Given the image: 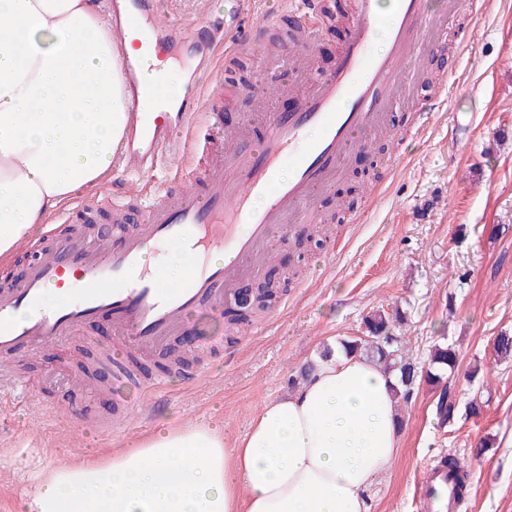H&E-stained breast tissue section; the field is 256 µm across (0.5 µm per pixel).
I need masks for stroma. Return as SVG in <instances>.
<instances>
[{"instance_id": "obj_1", "label": "stroma", "mask_w": 512, "mask_h": 512, "mask_svg": "<svg viewBox=\"0 0 512 512\" xmlns=\"http://www.w3.org/2000/svg\"><path fill=\"white\" fill-rule=\"evenodd\" d=\"M349 2L322 0L334 15L326 21L321 13L305 19L275 0H255L207 75L191 51L177 64L192 83L221 87L224 126L235 128L254 109L269 57L303 55L318 72L335 68ZM230 7L231 0H161L160 17L201 24L223 19ZM262 21L268 27L261 42L240 51ZM302 25L317 32L305 50L286 36ZM449 73L454 92L424 133H411L407 115L396 114L394 130L373 139L365 160H353L318 201L328 230L300 244L279 228L283 242L271 266L287 288L263 330L249 322L227 331L230 308L215 315L201 308L184 335L139 360L141 378L169 379L160 410L128 414L125 403L136 389L114 388L113 368L99 354L113 344L111 315L76 328L66 341L18 354L9 369L27 380L33 399L0 393V512H19L33 475L111 455L163 423L220 421L242 433L265 401L292 391L324 348L364 335L365 316L381 308L405 312L399 334L410 360L427 366L439 342L453 344L458 359L443 378L452 418L441 424L430 388H415L403 408L399 453L367 491L370 512H421L427 466L445 455L469 460L479 445L484 452L471 462L460 512H512V362L493 350L498 334L512 333V0H461L451 37L426 62L418 102H428ZM168 177L161 170L149 180L134 173L106 180L80 220L42 225L30 251L86 222L111 226L114 204ZM352 198L365 210L362 223L349 221ZM200 336L222 339L220 350L201 351ZM173 352L197 372L195 382L167 376ZM475 399L484 403L478 415L469 412Z\"/></svg>"}]
</instances>
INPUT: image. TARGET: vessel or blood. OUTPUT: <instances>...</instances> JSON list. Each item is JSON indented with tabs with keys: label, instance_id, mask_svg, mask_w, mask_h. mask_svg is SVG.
<instances>
[{
	"label": "vessel or blood",
	"instance_id": "b4317fda",
	"mask_svg": "<svg viewBox=\"0 0 512 512\" xmlns=\"http://www.w3.org/2000/svg\"><path fill=\"white\" fill-rule=\"evenodd\" d=\"M158 0H112V29L117 37L133 31L146 35L139 55H122L121 68L132 119L145 105L163 97L162 81H143L146 65L177 58L192 49L211 64L220 44L218 32L160 26ZM458 0H447L432 13L427 0H392L383 13L381 0H350L346 41L333 71L306 73L302 109L281 112L262 99L254 116L263 136L254 152L235 143L246 129L230 132L219 123L198 130L187 101L150 115L144 133L129 129L115 168L152 176L163 157L189 147H219V161L206 163L202 175H175L157 194L136 197L141 220L122 229L119 244L102 236H72L52 243L29 263L19 281L0 287V360L19 350L35 351L60 342L94 316L113 312V336L121 353L151 352L180 333L190 311L207 306L218 312L235 301L239 282L257 273L278 252L273 227L318 222L316 201L339 170L361 149L368 133L387 125L397 107V88L409 80L419 61L438 47L427 25L453 27ZM384 27L383 52L372 50L376 27ZM292 175L280 180L282 167ZM165 248L188 250L191 264L179 285H168L152 258ZM224 256L212 263L213 254ZM66 289L75 299L64 308L43 304L50 289ZM30 309L20 318L21 309Z\"/></svg>",
	"mask_w": 512,
	"mask_h": 512
}]
</instances>
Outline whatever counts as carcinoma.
I'll return each instance as SVG.
<instances>
[{
	"instance_id": "carcinoma-1",
	"label": "carcinoma",
	"mask_w": 512,
	"mask_h": 512,
	"mask_svg": "<svg viewBox=\"0 0 512 512\" xmlns=\"http://www.w3.org/2000/svg\"><path fill=\"white\" fill-rule=\"evenodd\" d=\"M405 324V315L395 309L387 312L377 309L365 319L367 337L349 338L342 342L348 353H362L389 371L398 374L396 396L406 402L413 395L416 383H425L437 394L435 416L448 422L452 404L448 402V388L443 386L442 371L452 370L457 361L456 351L445 343L434 345L431 350L428 368L418 367L403 356L398 337L393 335V327ZM495 352L500 360L512 359V336L502 333L496 337Z\"/></svg>"
}]
</instances>
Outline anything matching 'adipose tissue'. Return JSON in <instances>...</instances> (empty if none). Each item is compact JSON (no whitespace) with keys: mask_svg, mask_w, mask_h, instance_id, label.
<instances>
[{"mask_svg":"<svg viewBox=\"0 0 512 512\" xmlns=\"http://www.w3.org/2000/svg\"><path fill=\"white\" fill-rule=\"evenodd\" d=\"M92 0H0V259L97 190L128 122L119 51ZM396 380L335 349L240 435L164 425L105 459L55 468L22 512H368L396 458Z\"/></svg>","mask_w":512,"mask_h":512,"instance_id":"obj_1","label":"adipose tissue"}]
</instances>
